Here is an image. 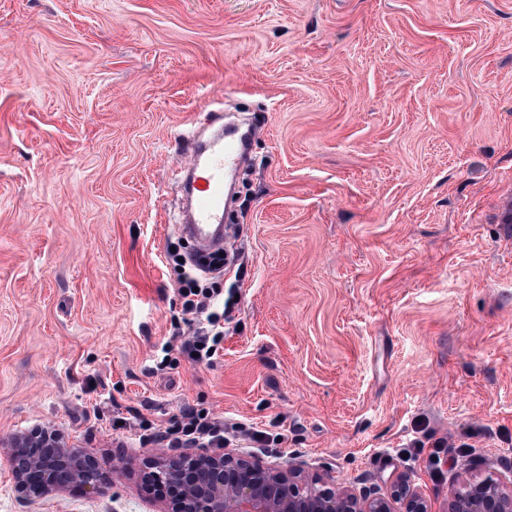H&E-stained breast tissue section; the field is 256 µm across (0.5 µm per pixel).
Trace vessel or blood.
<instances>
[{
  "instance_id": "1",
  "label": "vessel or blood",
  "mask_w": 512,
  "mask_h": 512,
  "mask_svg": "<svg viewBox=\"0 0 512 512\" xmlns=\"http://www.w3.org/2000/svg\"><path fill=\"white\" fill-rule=\"evenodd\" d=\"M253 133L252 127L225 122L223 113L209 111L199 113L184 135L186 150L192 157L183 183L190 220L180 230L202 249L224 245L227 183L242 166Z\"/></svg>"
}]
</instances>
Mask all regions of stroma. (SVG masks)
Masks as SVG:
<instances>
[{
    "instance_id": "obj_1",
    "label": "stroma",
    "mask_w": 512,
    "mask_h": 512,
    "mask_svg": "<svg viewBox=\"0 0 512 512\" xmlns=\"http://www.w3.org/2000/svg\"><path fill=\"white\" fill-rule=\"evenodd\" d=\"M261 126L224 227L239 299L211 364L181 326L174 164L195 113ZM512 0H0V440L131 466L0 512H163L147 440L185 406L265 429L337 488L431 512L512 480ZM448 442L441 477L415 444Z\"/></svg>"
}]
</instances>
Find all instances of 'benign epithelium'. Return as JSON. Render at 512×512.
<instances>
[{
    "mask_svg": "<svg viewBox=\"0 0 512 512\" xmlns=\"http://www.w3.org/2000/svg\"><path fill=\"white\" fill-rule=\"evenodd\" d=\"M26 496L70 488L105 493L112 477L127 470L122 457L104 465L63 437L40 427L13 436L0 449ZM146 488L172 486L171 512H429L409 480L394 485L391 498L338 491L317 477L287 467H270L249 452H188L149 461L140 471ZM448 512H512V483L465 481L448 492Z\"/></svg>",
    "mask_w": 512,
    "mask_h": 512,
    "instance_id": "obj_1",
    "label": "benign epithelium"
}]
</instances>
